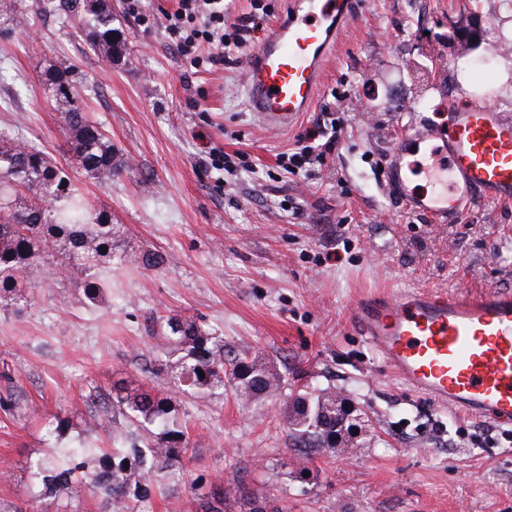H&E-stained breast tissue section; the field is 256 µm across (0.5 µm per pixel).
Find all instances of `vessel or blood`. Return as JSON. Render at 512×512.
<instances>
[{
	"label": "vessel or blood",
	"instance_id": "1",
	"mask_svg": "<svg viewBox=\"0 0 512 512\" xmlns=\"http://www.w3.org/2000/svg\"><path fill=\"white\" fill-rule=\"evenodd\" d=\"M358 13L356 0H289L242 62V90L258 121L284 130L311 109L325 64ZM389 160L390 185L439 223H457L478 195L512 201V119L485 104H458L444 127H404ZM420 172L440 189L410 188ZM349 320L407 385L453 410L512 425L511 294L384 292L357 303Z\"/></svg>",
	"mask_w": 512,
	"mask_h": 512
}]
</instances>
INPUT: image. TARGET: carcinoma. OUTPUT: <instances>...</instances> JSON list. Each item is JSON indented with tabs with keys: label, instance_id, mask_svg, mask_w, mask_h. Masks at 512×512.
Returning a JSON list of instances; mask_svg holds the SVG:
<instances>
[{
	"label": "carcinoma",
	"instance_id": "1",
	"mask_svg": "<svg viewBox=\"0 0 512 512\" xmlns=\"http://www.w3.org/2000/svg\"><path fill=\"white\" fill-rule=\"evenodd\" d=\"M52 9L78 26L99 60L109 66L127 64L126 38L113 26L110 0H56ZM45 85L69 151L86 175L110 181L130 167L103 127L80 108L77 85L51 72ZM116 253L134 267L156 268L165 262L161 254L123 248L119 225L90 207L66 170L43 148L0 129V307L35 301L31 275L81 284L87 302L96 305L108 288ZM151 323L154 362L166 373V391L154 394L131 382L113 384L110 392L98 395L104 410L89 422L105 432L106 446L83 440L72 446L55 444L50 454L28 462L35 498L58 512H70L73 498L83 491L99 500V512H146L151 501L172 499L180 481L203 512H224L229 498L240 512H259L258 502L267 497L247 487L240 475L208 489L196 480L185 481L189 441L179 407L186 400L229 392L242 403L260 406L282 398L289 410L288 446L302 460L315 453L348 455L360 447L352 437L336 440L341 433L336 411L327 407L348 399L350 391L314 381L297 386L275 365L246 351L231 356L217 330L205 329L191 317L156 312Z\"/></svg>",
	"mask_w": 512,
	"mask_h": 512
}]
</instances>
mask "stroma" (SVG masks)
Wrapping results in <instances>:
<instances>
[{"label":"stroma","instance_id":"stroma-1","mask_svg":"<svg viewBox=\"0 0 512 512\" xmlns=\"http://www.w3.org/2000/svg\"><path fill=\"white\" fill-rule=\"evenodd\" d=\"M0 1L28 19L0 37V128L43 147L131 244L166 258L158 269L113 267L95 306L76 284L43 277L33 305L0 309V362L11 373L0 395L15 398L0 410V466L9 471L0 512H37L27 462L48 448L50 417L63 420L66 442L94 441L92 394L122 377L165 387L150 337L155 311L218 329L228 349L289 375L352 389L369 419L364 451L313 456L296 481L285 467L293 453L281 400L257 415L229 396L188 400L180 414L193 476L244 475L253 489H274L282 512H512V427L457 415L412 390L348 319L380 286L512 292V204L477 201L457 224H433L384 174L398 131L415 119L447 122L463 98L512 116L506 0H360L312 109L283 133L261 126L239 84L244 57L287 0H269L232 63L210 71L190 69L161 24L177 0H146L156 19L148 32L127 0H111L129 67L100 63L73 24L31 10L32 0ZM462 12L485 27L467 56L448 40V20ZM432 48L442 67L426 82L415 64ZM49 69L81 82V108L131 169L97 181L62 153L65 134L41 86ZM339 120L341 144L311 177L277 167L306 127ZM213 149L248 153L256 173L202 168Z\"/></svg>","mask_w":512,"mask_h":512}]
</instances>
